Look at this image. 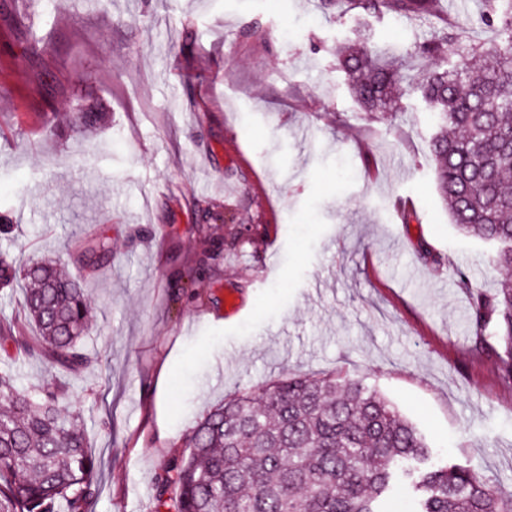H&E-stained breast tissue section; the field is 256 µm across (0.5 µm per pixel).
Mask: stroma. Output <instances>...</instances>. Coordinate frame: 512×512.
Here are the masks:
<instances>
[{
    "mask_svg": "<svg viewBox=\"0 0 512 512\" xmlns=\"http://www.w3.org/2000/svg\"><path fill=\"white\" fill-rule=\"evenodd\" d=\"M21 13L41 56L13 31ZM435 28L317 0H0V258L69 251L92 360L72 371L9 340L0 371L80 412L88 512H156L195 420L289 372L363 382L439 461L512 492V388L474 352L453 271L488 293L501 274L437 194L421 64L402 69L401 109L371 115L335 63L339 44L410 47ZM191 68L208 77L189 90ZM75 108L103 119L70 130ZM97 237L112 254L88 270Z\"/></svg>",
    "mask_w": 512,
    "mask_h": 512,
    "instance_id": "1",
    "label": "stroma"
}]
</instances>
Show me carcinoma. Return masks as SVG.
Wrapping results in <instances>:
<instances>
[{"label":"carcinoma","mask_w":512,"mask_h":512,"mask_svg":"<svg viewBox=\"0 0 512 512\" xmlns=\"http://www.w3.org/2000/svg\"><path fill=\"white\" fill-rule=\"evenodd\" d=\"M340 14L358 11L439 17L443 0H319ZM482 22L498 37L465 45L464 26L445 21L407 56L424 62L418 88L436 118L429 149L435 183L451 220L496 245L506 278L487 294L467 270L457 286L471 294L475 346L495 339L500 378L512 385V0H482ZM401 47L381 54L345 43L337 67L367 112L393 110L403 95ZM29 282L24 307L38 330L30 346L17 325L0 333L19 351L79 369L88 299L81 281L56 260L17 268L0 259V290ZM62 392L22 393L0 373V512H88L96 466L76 414L60 409ZM185 454L166 464L156 486L157 512H512V493L487 485L467 467L435 460L420 432L376 390L336 374L288 375L206 412L184 436Z\"/></svg>","instance_id":"carcinoma-1"}]
</instances>
